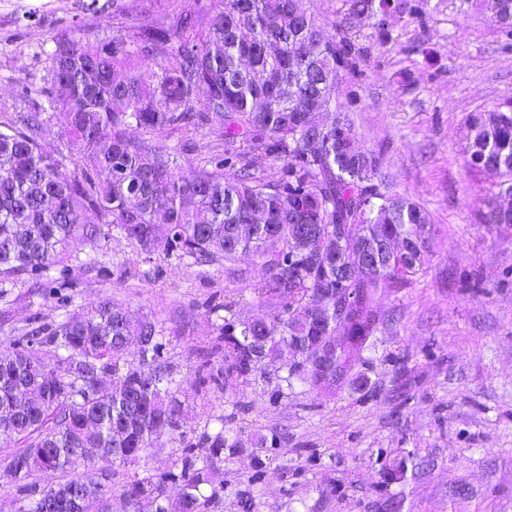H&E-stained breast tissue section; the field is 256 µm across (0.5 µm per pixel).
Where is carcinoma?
I'll use <instances>...</instances> for the list:
<instances>
[{
	"label": "carcinoma",
	"instance_id": "obj_1",
	"mask_svg": "<svg viewBox=\"0 0 512 512\" xmlns=\"http://www.w3.org/2000/svg\"><path fill=\"white\" fill-rule=\"evenodd\" d=\"M340 2V28L390 8V0ZM495 8L492 21L512 36V0ZM319 32L323 21L295 0H196L189 12L118 22L103 40L56 38L46 106L0 129V282L49 271L70 240L95 241L113 224L146 253L221 261L228 274L252 255L265 273L255 293L266 313L239 318L230 296L214 309L225 373L243 390L270 386L275 400L295 381L335 393L384 324L376 296L421 269L429 219L381 190V156L360 144L349 113L327 128L305 121L313 104L336 107L341 73L361 59L345 38L308 55ZM139 57L156 70L135 71ZM44 112L65 115L67 153L45 150ZM466 121L464 164L492 181L480 223L512 224V208L497 205L512 186V167L500 165L512 161V100ZM206 125L239 151L182 172L150 138ZM133 127L144 136H130ZM250 153L282 166L269 176L246 161ZM73 156L80 164L68 175ZM377 234L406 249L365 272L356 243ZM11 332L0 341V446L20 447L9 461L29 497L20 512H76L78 504L110 512L113 467L138 464L184 421L181 384L160 363L162 331L101 297L61 322ZM133 351L136 368L126 366ZM286 351L294 362L273 367ZM219 422L180 449L179 472L145 469L120 496L155 512H209L224 492L217 470L244 447L242 432ZM42 472L56 480L28 482ZM230 508L258 512L251 486L235 491Z\"/></svg>",
	"mask_w": 512,
	"mask_h": 512
}]
</instances>
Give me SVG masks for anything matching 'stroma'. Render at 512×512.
I'll list each match as a JSON object with an SVG mask.
<instances>
[{
  "mask_svg": "<svg viewBox=\"0 0 512 512\" xmlns=\"http://www.w3.org/2000/svg\"><path fill=\"white\" fill-rule=\"evenodd\" d=\"M399 3L387 43L373 20L349 29L366 53L337 103L381 153L386 191L426 210L431 233L422 272L380 298L383 329L336 396L298 384L274 402L215 374L212 309L230 295L240 315L262 312L254 256L231 282L223 264L145 253L112 226L74 241L40 287L26 276L0 298V333L100 296L162 326L186 432L228 415L248 434L282 432L262 471L246 453L220 474L231 487L257 475L260 512H512V224L479 223L490 181L464 165L467 114L512 99V37L467 0ZM112 22V0H0V125L39 99L60 30L102 39Z\"/></svg>",
  "mask_w": 512,
  "mask_h": 512,
  "instance_id": "35a3bbf8",
  "label": "stroma"
}]
</instances>
